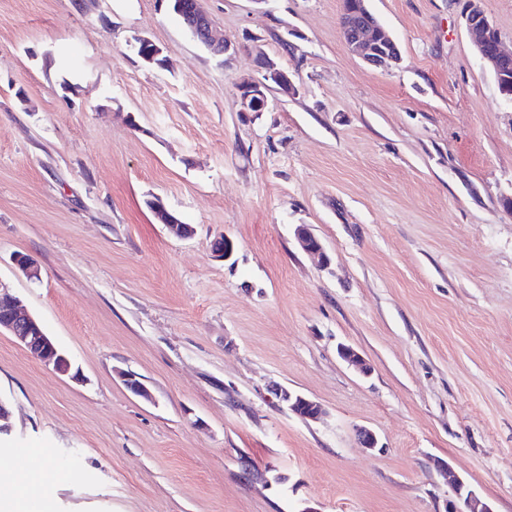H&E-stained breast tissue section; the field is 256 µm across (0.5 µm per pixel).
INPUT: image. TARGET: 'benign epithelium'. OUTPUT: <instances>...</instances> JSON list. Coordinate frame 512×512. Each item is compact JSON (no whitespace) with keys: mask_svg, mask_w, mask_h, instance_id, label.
<instances>
[{"mask_svg":"<svg viewBox=\"0 0 512 512\" xmlns=\"http://www.w3.org/2000/svg\"><path fill=\"white\" fill-rule=\"evenodd\" d=\"M168 2L181 22L193 32L201 44L216 56L230 55L231 43L216 37L210 18L200 7V0H168ZM366 2L367 0L347 2L342 12L345 27L349 29L346 42L368 64L388 69L399 62L400 51L390 37L383 36L378 19L370 12ZM464 20L479 56L499 74L502 92L512 91V77L505 69L509 60L512 59V52L502 48L501 37L496 28L477 7L474 0H469ZM260 68L263 70L262 80L243 79L236 84L244 112L264 111L268 104L267 91L272 85L288 96L297 92L292 75L277 61L263 56L260 59ZM153 207L161 223L165 224L173 235L185 238L192 234V227L167 211L160 202H154ZM295 236L304 252L318 258L326 265L330 263V257L322 242L310 232L306 225L297 226ZM14 264L27 280L31 282L40 280L38 266L25 256H14ZM2 332L13 336L33 357L52 366L57 373L72 379L78 377V373L73 371L69 356L47 335L40 322L28 313L22 298L13 289L0 282V333ZM338 355L361 373L369 372V366L353 348L340 345ZM272 394L278 401L286 404L290 411L304 419L314 421L323 414V408L318 402L302 394L282 388L273 390ZM448 512H493V509L464 481L455 479L451 483Z\"/></svg>","mask_w":512,"mask_h":512,"instance_id":"7a95c632","label":"benign epithelium"}]
</instances>
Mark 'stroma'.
Wrapping results in <instances>:
<instances>
[{
  "label": "stroma",
  "mask_w": 512,
  "mask_h": 512,
  "mask_svg": "<svg viewBox=\"0 0 512 512\" xmlns=\"http://www.w3.org/2000/svg\"><path fill=\"white\" fill-rule=\"evenodd\" d=\"M465 3L368 0L381 70L341 0H201L226 62L166 0H0V282L81 375L0 334V468L47 464L49 512H446L449 470L512 512V101ZM260 52L297 93L245 112ZM367 0H349L342 15L345 27L349 29L346 42L353 47L365 62L375 67L391 68L400 60L397 44L382 32L378 19L370 12ZM384 37L385 49L381 48L379 37ZM154 209L157 211L158 217L162 224L175 236L180 238L189 237L193 230L189 224H184L176 215L170 213L166 208L156 201L152 203ZM295 236L301 249L307 254L317 257L324 264H329L330 257L325 251L322 242L313 235L309 228L304 225H298L295 230ZM272 394L279 402L285 403L290 411L304 419L314 421L323 414V408L318 402L302 394L282 388L274 389Z\"/></svg>",
  "instance_id": "stroma-1"
}]
</instances>
